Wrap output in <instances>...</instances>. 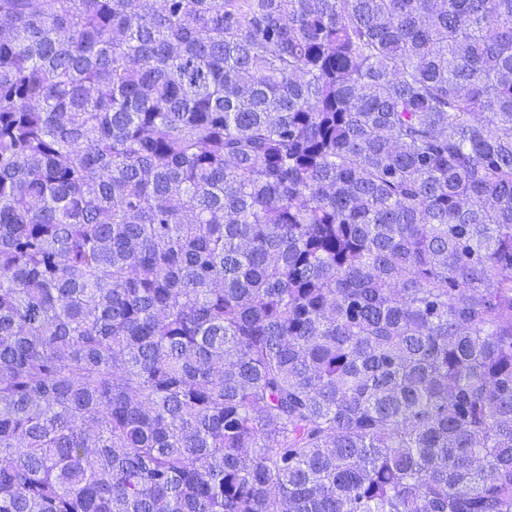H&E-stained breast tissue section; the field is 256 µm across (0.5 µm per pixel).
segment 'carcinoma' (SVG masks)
<instances>
[{
	"mask_svg": "<svg viewBox=\"0 0 512 512\" xmlns=\"http://www.w3.org/2000/svg\"><path fill=\"white\" fill-rule=\"evenodd\" d=\"M0 512H512V0H0Z\"/></svg>",
	"mask_w": 512,
	"mask_h": 512,
	"instance_id": "carcinoma-1",
	"label": "carcinoma"
}]
</instances>
